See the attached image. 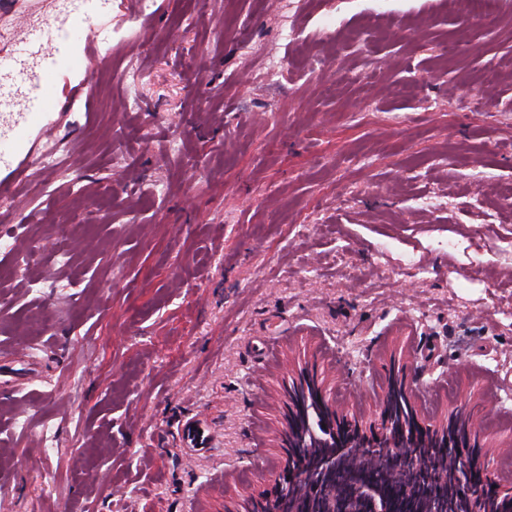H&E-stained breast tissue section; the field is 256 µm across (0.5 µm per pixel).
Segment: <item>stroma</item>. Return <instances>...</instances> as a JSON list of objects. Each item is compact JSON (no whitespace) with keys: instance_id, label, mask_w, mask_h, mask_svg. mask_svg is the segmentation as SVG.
I'll use <instances>...</instances> for the list:
<instances>
[{"instance_id":"obj_1","label":"stroma","mask_w":512,"mask_h":512,"mask_svg":"<svg viewBox=\"0 0 512 512\" xmlns=\"http://www.w3.org/2000/svg\"><path fill=\"white\" fill-rule=\"evenodd\" d=\"M75 7L0 0L1 85ZM491 7L503 26L457 0H104L49 106L16 127L0 104L12 512H253L302 368L363 421L395 378L420 418L463 404L512 440V0Z\"/></svg>"}]
</instances>
